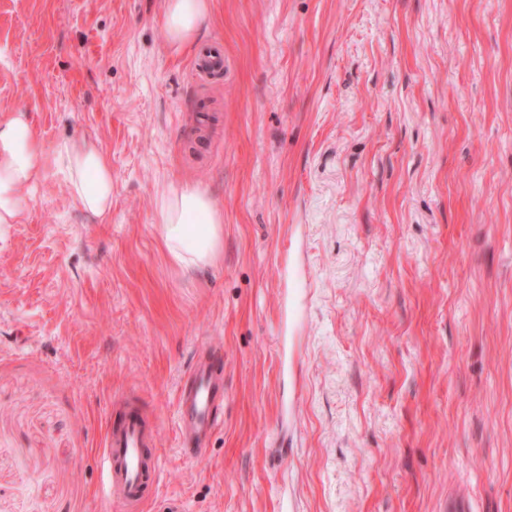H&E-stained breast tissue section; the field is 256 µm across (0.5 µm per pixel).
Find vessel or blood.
Listing matches in <instances>:
<instances>
[{
	"instance_id": "b4317fda",
	"label": "vessel or blood",
	"mask_w": 512,
	"mask_h": 512,
	"mask_svg": "<svg viewBox=\"0 0 512 512\" xmlns=\"http://www.w3.org/2000/svg\"><path fill=\"white\" fill-rule=\"evenodd\" d=\"M194 71L198 79L224 75V46L218 42L201 44L195 54ZM280 312L277 353L281 369H288L294 354V340L303 327V301L311 284L300 268L288 264L278 269ZM215 352L195 357L189 381L178 402V427L193 441L208 435L221 420L222 391L214 378ZM157 424L148 420L137 406H126L120 417L109 423L101 460L106 482L105 505L120 502L128 512L144 503L157 486L160 457L155 450Z\"/></svg>"
}]
</instances>
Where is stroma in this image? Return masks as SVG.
<instances>
[{
	"instance_id": "stroma-1",
	"label": "stroma",
	"mask_w": 512,
	"mask_h": 512,
	"mask_svg": "<svg viewBox=\"0 0 512 512\" xmlns=\"http://www.w3.org/2000/svg\"><path fill=\"white\" fill-rule=\"evenodd\" d=\"M162 3L0 0V109L31 112L42 163L0 235V512H97L128 399L158 424L141 512H512V0H213L206 84ZM81 137L112 166L102 219L55 164ZM174 181L224 210L212 267L167 259ZM292 224L313 287L289 380ZM202 345L224 422L193 458ZM194 71L198 80L224 76V46L218 42L201 44L195 54ZM278 283L281 301L277 353L280 369L285 373L293 358L294 340L303 327V301L307 293L311 292V283L305 278L301 269L290 262L278 268ZM217 363L214 351L208 352L206 357L194 356L189 381L181 389L178 402V427L183 439L186 433L194 442H199L221 420L224 395L214 378Z\"/></svg>"
}]
</instances>
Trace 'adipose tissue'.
Masks as SVG:
<instances>
[{
  "label": "adipose tissue",
  "instance_id": "ef3b65f1",
  "mask_svg": "<svg viewBox=\"0 0 512 512\" xmlns=\"http://www.w3.org/2000/svg\"><path fill=\"white\" fill-rule=\"evenodd\" d=\"M210 0H164L161 21L167 40L179 48L193 42L207 20ZM57 162L70 194L88 214L102 218L112 207V168L97 146L84 139L62 142ZM41 179L40 148L26 109L0 113V225L22 223L24 192ZM160 224L169 259L202 269L217 260L224 237V213L205 190L189 182L170 184L158 197Z\"/></svg>",
  "mask_w": 512,
  "mask_h": 512
}]
</instances>
